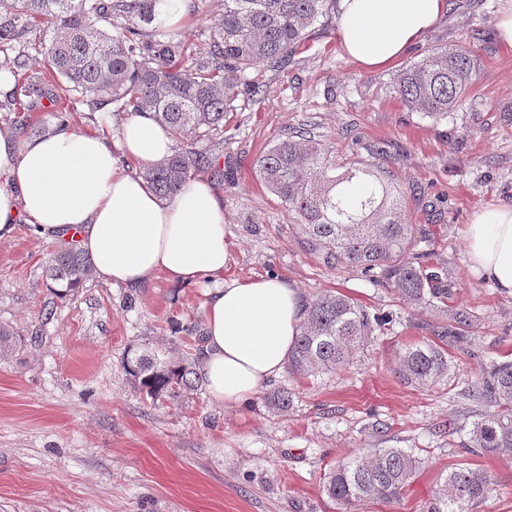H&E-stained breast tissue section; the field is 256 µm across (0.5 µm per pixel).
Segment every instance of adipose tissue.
<instances>
[{
	"label": "adipose tissue",
	"mask_w": 512,
	"mask_h": 512,
	"mask_svg": "<svg viewBox=\"0 0 512 512\" xmlns=\"http://www.w3.org/2000/svg\"><path fill=\"white\" fill-rule=\"evenodd\" d=\"M448 8V0H339L344 52L363 69L388 68ZM174 146L172 132L149 112L130 115L114 139L69 122L23 138L0 123V175L9 178L0 188V241L29 225L75 244L98 281L131 290L160 274L176 285L218 280L206 303L199 368L213 401L240 404L283 371L307 301L277 275L224 280L232 253L222 195L191 177L163 199L141 173ZM125 158L137 170L124 168ZM464 236L473 270L512 295V205L479 210Z\"/></svg>",
	"instance_id": "obj_1"
}]
</instances>
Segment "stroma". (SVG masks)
I'll return each mask as SVG.
<instances>
[{
	"label": "stroma",
	"instance_id": "stroma-1",
	"mask_svg": "<svg viewBox=\"0 0 512 512\" xmlns=\"http://www.w3.org/2000/svg\"><path fill=\"white\" fill-rule=\"evenodd\" d=\"M192 3L170 37L194 60L204 57L224 0ZM450 3L421 43L376 71L344 57L337 15L329 13L287 67L249 70L263 92L234 102L224 142L213 150L218 171L207 179L224 197L232 252L225 279L274 274L307 299L340 292L392 318L345 370L284 371L269 380L267 389L292 392L288 413H269L259 393L233 406L203 390L153 400L128 373L127 352H188L174 328L204 323L208 284L174 285L160 275L131 291L92 279L61 299L45 275L58 243L25 224L0 241V325L22 338L0 356V512H426L461 463L497 480L478 512H512V455L469 454L448 441V425H468L478 403L453 383L418 389L397 374L400 349L432 337L442 313L407 303L358 268H327L303 248L292 214L255 168L278 138L306 129L337 158L389 172L404 194L405 222L427 230L424 250L448 271L453 306L478 317L470 344L450 348L455 363L474 369L471 347L512 359V295L471 269L464 241L474 213L512 205V47L492 26L500 0ZM446 46L472 50L479 74L465 102L437 120L405 107L395 82ZM43 69V56L33 55L13 90L34 103L36 136L54 123V103L39 82ZM365 448H411L424 464L398 502L347 509L324 494V477Z\"/></svg>",
	"mask_w": 512,
	"mask_h": 512
}]
</instances>
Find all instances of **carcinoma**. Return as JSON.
I'll use <instances>...</instances> for the list:
<instances>
[{
	"mask_svg": "<svg viewBox=\"0 0 512 512\" xmlns=\"http://www.w3.org/2000/svg\"><path fill=\"white\" fill-rule=\"evenodd\" d=\"M155 0H0V71L15 77L28 66L25 48L35 30L55 31L36 48L47 63L45 75L67 101L80 97L91 112H151L187 144L145 168L143 175L161 198L177 194L191 175L212 160L200 141L224 140V117L241 87L251 95L247 70L260 62L290 63L307 30L328 14L333 0H224V12L210 31L207 57L189 74L180 66L185 44L160 38L153 26ZM478 75L476 56L461 48H440L403 70L396 93L410 109L440 118L458 107ZM261 182L296 218L302 243L329 268L341 264L366 273L426 309L443 308L449 319L434 338L406 345L398 355L404 383L434 386L458 377L448 346L465 339L477 316L464 308L448 311L452 287L448 273L415 252L424 233L400 222L403 195L392 178L372 164L339 165L336 155L310 133L285 135L255 162ZM92 276L88 257L64 247L47 261L46 277L78 290ZM390 316L370 311L352 298L323 294L308 303L288 369L299 375L335 372L350 366ZM201 347L175 359L137 352L127 359L129 373L150 398H177L205 384L198 366ZM475 380L463 388L485 406L473 423L465 448L486 455L512 454V360L484 361ZM268 409L286 413L292 392L264 397ZM422 459L404 448H369L336 464L325 477L327 496L344 506L366 499L400 500ZM494 476L469 466L448 471L444 488L428 512H477L494 491Z\"/></svg>",
	"mask_w": 512,
	"mask_h": 512,
	"instance_id": "carcinoma-1",
	"label": "carcinoma"
}]
</instances>
